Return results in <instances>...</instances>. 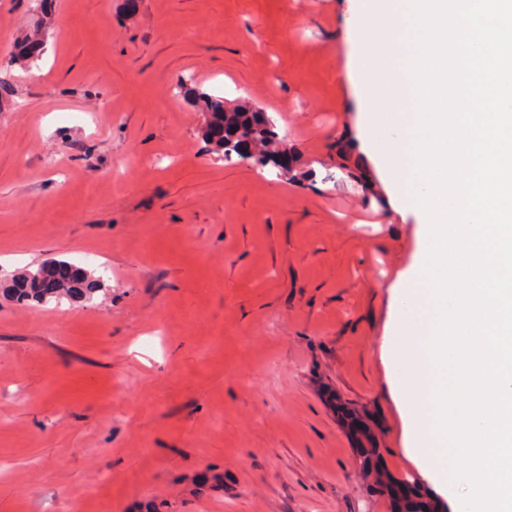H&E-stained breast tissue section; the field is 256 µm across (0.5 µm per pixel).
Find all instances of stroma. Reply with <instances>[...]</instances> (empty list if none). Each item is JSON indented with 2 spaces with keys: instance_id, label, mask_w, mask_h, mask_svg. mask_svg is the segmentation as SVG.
I'll return each mask as SVG.
<instances>
[{
  "instance_id": "obj_1",
  "label": "stroma",
  "mask_w": 512,
  "mask_h": 512,
  "mask_svg": "<svg viewBox=\"0 0 512 512\" xmlns=\"http://www.w3.org/2000/svg\"><path fill=\"white\" fill-rule=\"evenodd\" d=\"M137 4L0 0V278L104 283L0 296V512H391L324 394L416 480L380 346L421 218L364 144L351 0ZM193 89L268 112L293 173L213 154ZM100 277L64 260L51 259L11 274L0 281V288L7 298L18 305H43L62 299L91 301L102 287ZM52 289L55 296H48Z\"/></svg>"
}]
</instances>
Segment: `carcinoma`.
<instances>
[{
  "label": "carcinoma",
  "mask_w": 512,
  "mask_h": 512,
  "mask_svg": "<svg viewBox=\"0 0 512 512\" xmlns=\"http://www.w3.org/2000/svg\"><path fill=\"white\" fill-rule=\"evenodd\" d=\"M43 42L34 33L20 47L16 60L28 65L38 60ZM196 110L205 116L201 136L214 145V150L229 161L233 158L249 160L257 165L281 166L283 143L274 126L264 122L254 107L237 104L231 107L224 99L206 92L192 91ZM102 287V280L88 270L68 261L51 259L35 267H28L0 281V290L22 306L43 305L51 301H90ZM378 455L374 447L363 449V477L370 488L390 498L392 512H442L439 501L426 494L417 495L412 488L416 481H395L381 466L370 464Z\"/></svg>",
  "instance_id": "obj_1"
}]
</instances>
